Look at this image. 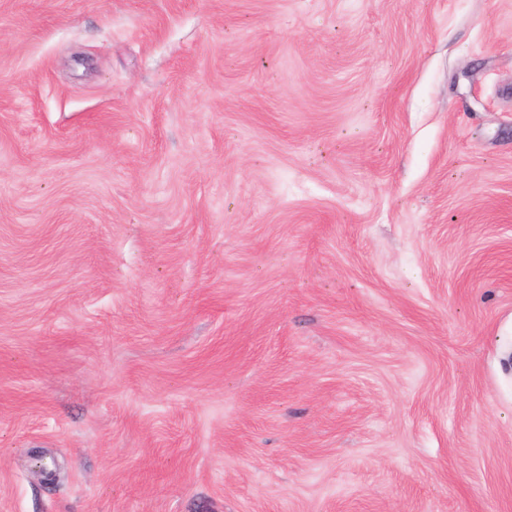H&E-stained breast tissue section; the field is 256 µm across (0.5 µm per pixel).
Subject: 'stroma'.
Masks as SVG:
<instances>
[{"instance_id": "stroma-1", "label": "stroma", "mask_w": 512, "mask_h": 512, "mask_svg": "<svg viewBox=\"0 0 512 512\" xmlns=\"http://www.w3.org/2000/svg\"><path fill=\"white\" fill-rule=\"evenodd\" d=\"M511 326L512 0H0V512H512Z\"/></svg>"}]
</instances>
